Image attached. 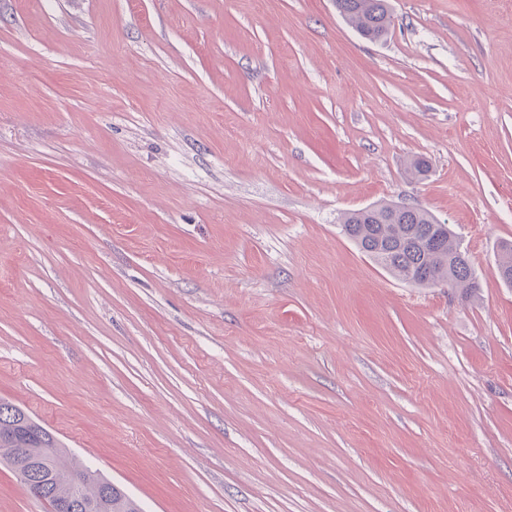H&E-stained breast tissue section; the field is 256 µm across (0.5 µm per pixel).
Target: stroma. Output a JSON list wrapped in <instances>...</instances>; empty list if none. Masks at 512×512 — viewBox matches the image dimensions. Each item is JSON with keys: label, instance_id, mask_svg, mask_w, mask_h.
I'll use <instances>...</instances> for the list:
<instances>
[{"label": "stroma", "instance_id": "35a3bbf8", "mask_svg": "<svg viewBox=\"0 0 512 512\" xmlns=\"http://www.w3.org/2000/svg\"><path fill=\"white\" fill-rule=\"evenodd\" d=\"M389 5L0 0V400L143 512H512V0ZM390 202L472 298L344 236ZM387 0H336L343 19L364 38L384 39L390 29L391 14ZM437 222L421 207L393 209L385 203L345 213L340 226L362 252L395 277L406 281L415 271L419 286L450 281L462 298L469 299L478 283L468 251L448 224L438 227ZM460 251L467 260L455 259Z\"/></svg>", "mask_w": 512, "mask_h": 512}]
</instances>
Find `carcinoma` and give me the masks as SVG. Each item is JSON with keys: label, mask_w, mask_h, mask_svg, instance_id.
Instances as JSON below:
<instances>
[{"label": "carcinoma", "mask_w": 512, "mask_h": 512, "mask_svg": "<svg viewBox=\"0 0 512 512\" xmlns=\"http://www.w3.org/2000/svg\"><path fill=\"white\" fill-rule=\"evenodd\" d=\"M336 9L366 39L381 40L389 33L387 0H336ZM341 230L362 252L403 281L413 271L419 274L421 286L449 281L464 299L471 298L478 288L470 260L457 258L467 249L449 225L437 226V219L421 207L393 209L385 203L353 210L341 218ZM497 268L503 282L512 286L511 243L500 246ZM14 448H31L56 462L54 481L45 482L37 473L32 477L47 498L68 494L69 476L83 470L86 480L81 499L74 502V512H87L90 503L95 504V512H135L124 490L108 484L89 465L65 457L53 432L22 408L0 400V459L8 460Z\"/></svg>", "instance_id": "1"}]
</instances>
